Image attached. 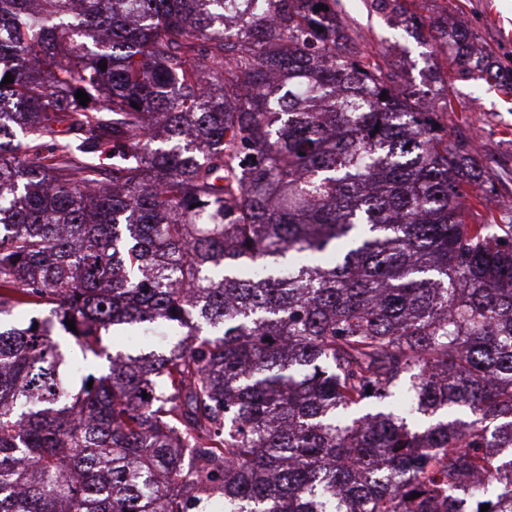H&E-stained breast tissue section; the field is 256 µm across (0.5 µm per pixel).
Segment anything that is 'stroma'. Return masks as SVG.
I'll return each mask as SVG.
<instances>
[{"label":"stroma","mask_w":512,"mask_h":512,"mask_svg":"<svg viewBox=\"0 0 512 512\" xmlns=\"http://www.w3.org/2000/svg\"><path fill=\"white\" fill-rule=\"evenodd\" d=\"M424 15L466 28L477 45L493 52L503 68H512V0H418ZM338 12L361 48L385 57L395 81L420 99L439 94L454 65L450 56L421 42L406 16L381 13L372 0H340ZM454 113L448 116L449 142L465 143L480 167L495 174L492 205L512 200V96L492 83L455 82Z\"/></svg>","instance_id":"35a3bbf8"}]
</instances>
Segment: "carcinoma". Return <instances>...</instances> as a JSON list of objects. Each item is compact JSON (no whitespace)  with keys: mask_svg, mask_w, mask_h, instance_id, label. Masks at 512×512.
<instances>
[{"mask_svg":"<svg viewBox=\"0 0 512 512\" xmlns=\"http://www.w3.org/2000/svg\"><path fill=\"white\" fill-rule=\"evenodd\" d=\"M308 2L0 0V512H512V224Z\"/></svg>","mask_w":512,"mask_h":512,"instance_id":"1","label":"carcinoma"}]
</instances>
